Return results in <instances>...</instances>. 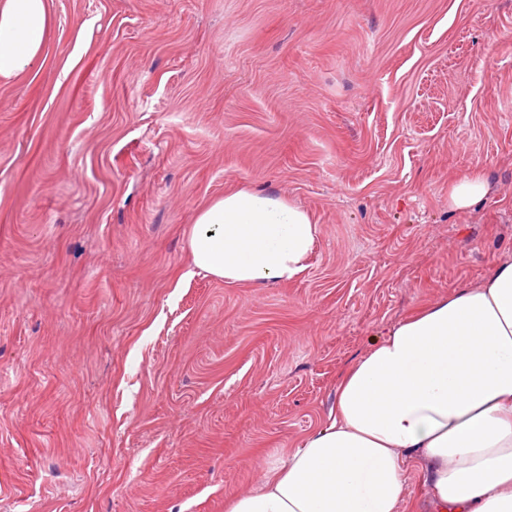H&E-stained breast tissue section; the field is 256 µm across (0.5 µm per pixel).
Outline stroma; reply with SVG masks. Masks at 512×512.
<instances>
[{
	"label": "stroma",
	"mask_w": 512,
	"mask_h": 512,
	"mask_svg": "<svg viewBox=\"0 0 512 512\" xmlns=\"http://www.w3.org/2000/svg\"><path fill=\"white\" fill-rule=\"evenodd\" d=\"M48 4L0 82V512H225L399 320L512 259V0ZM243 186L311 213L297 279L194 270ZM491 191V184L480 173L464 175L454 180L448 190V205L462 211L472 208Z\"/></svg>",
	"instance_id": "35a3bbf8"
}]
</instances>
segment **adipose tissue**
Segmentation results:
<instances>
[{"label": "adipose tissue", "instance_id": "1", "mask_svg": "<svg viewBox=\"0 0 512 512\" xmlns=\"http://www.w3.org/2000/svg\"><path fill=\"white\" fill-rule=\"evenodd\" d=\"M46 0H0V81L42 55ZM318 238L285 197L237 190L204 207L194 266L232 284L287 282ZM433 512H512V260L398 321L343 374L329 421L228 512H399L410 467Z\"/></svg>", "mask_w": 512, "mask_h": 512}]
</instances>
